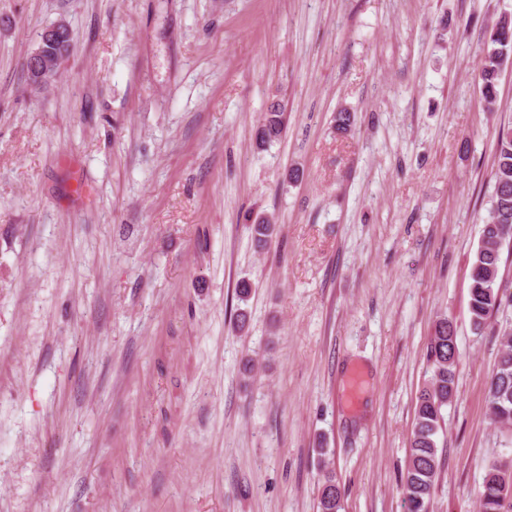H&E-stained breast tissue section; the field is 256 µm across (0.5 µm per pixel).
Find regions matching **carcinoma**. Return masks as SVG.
Segmentation results:
<instances>
[{"instance_id": "cac0c4a2", "label": "carcinoma", "mask_w": 512, "mask_h": 512, "mask_svg": "<svg viewBox=\"0 0 512 512\" xmlns=\"http://www.w3.org/2000/svg\"><path fill=\"white\" fill-rule=\"evenodd\" d=\"M478 80L484 108L496 111L497 84L504 63L512 56V15L500 17L491 29ZM287 118L276 106L264 113L256 130V143L264 146L282 137ZM493 195L491 215L483 224L480 245L471 259L469 312L473 329L491 330L497 336V363L488 384V404L492 417L500 424H512V330H497L491 319L512 305V295L504 291L501 252L506 239L503 231L512 227V127L502 129L492 169ZM277 233L267 216L252 225V235L259 244ZM452 321L438 319L427 345V360L433 374L417 397L415 421L410 442L409 462L403 485L406 512H429V504L438 482L442 457L438 454L437 435L444 420L443 409L457 394L456 368L458 349ZM318 466L323 473L320 488V512H339L341 491L326 458V449L317 450ZM503 471L491 464L478 492L480 512H505L501 497Z\"/></svg>"}]
</instances>
